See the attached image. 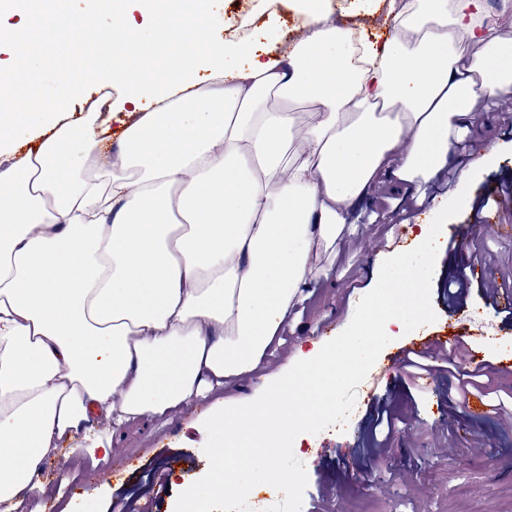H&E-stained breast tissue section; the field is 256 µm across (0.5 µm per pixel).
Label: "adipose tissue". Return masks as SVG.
I'll use <instances>...</instances> for the list:
<instances>
[{
    "instance_id": "ef3b65f1",
    "label": "adipose tissue",
    "mask_w": 512,
    "mask_h": 512,
    "mask_svg": "<svg viewBox=\"0 0 512 512\" xmlns=\"http://www.w3.org/2000/svg\"><path fill=\"white\" fill-rule=\"evenodd\" d=\"M161 2L0 0L14 58L0 67V512L43 493V462L92 416L118 427L262 371L384 177L407 189L440 179L460 131L488 127L482 97H512V34L487 22L484 0H369L347 26L327 0H263L255 35L225 39L216 0ZM285 10L300 22L292 41ZM102 12L132 37L88 62L97 87L123 91L114 150L98 115L60 121L75 71L53 68L31 91L44 64L23 40L72 38ZM379 12L392 25L374 40ZM408 231L418 254L367 267L342 337H305L291 380L214 417L229 439L212 478L184 484L180 512L286 481L347 384L430 317L425 273L443 227ZM240 433L256 449L235 462Z\"/></svg>"
}]
</instances>
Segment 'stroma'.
<instances>
[{
  "mask_svg": "<svg viewBox=\"0 0 512 512\" xmlns=\"http://www.w3.org/2000/svg\"><path fill=\"white\" fill-rule=\"evenodd\" d=\"M492 129L467 142L473 159L488 156L467 188L475 202L498 199L512 185V99L487 101ZM447 186L435 193L433 209L404 212L395 194L378 189L352 216L355 234L339 242L333 275L313 286L284 344L270 359L267 373L288 371L293 346L307 336L333 341L341 335L348 306L367 282L366 266L394 251L396 240H409L405 222H429L444 213L449 225L468 231L453 253L440 255L429 274L432 316L425 325L435 331L454 329L469 337L486 357L512 356V319L484 313L487 292L501 287L498 276L469 285L462 303L449 309L443 291L450 272L469 262V247L493 251L499 264L512 267V200L500 201L498 212L510 232L470 228L472 212L449 207ZM390 343L376 357L378 391L402 411L406 423L393 439L379 471L363 465L375 416L362 403L364 379L348 383L343 406L353 416L342 429L327 428L307 442L308 467L294 477L290 512H512V410L500 415L460 413L459 396L447 376L429 389L410 393L399 367L390 363L398 350ZM262 377L220 388L194 404L162 417H145L115 429L112 453L103 462L78 454L82 436L62 443L48 459L40 479L42 495L22 501L18 512H174L182 500L183 481L207 477L214 467L208 448L214 438L210 417L221 406L260 394Z\"/></svg>",
  "mask_w": 512,
  "mask_h": 512,
  "instance_id": "1",
  "label": "stroma"
}]
</instances>
